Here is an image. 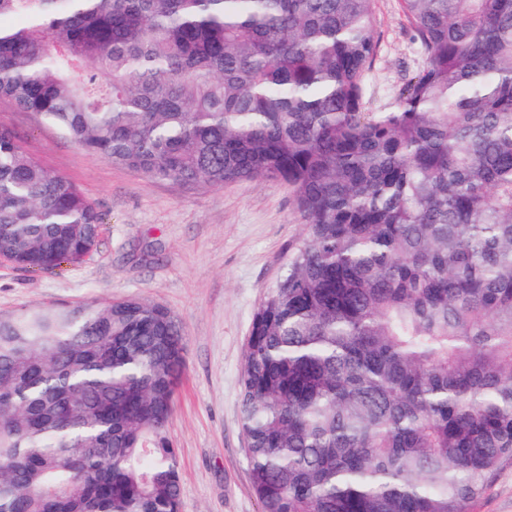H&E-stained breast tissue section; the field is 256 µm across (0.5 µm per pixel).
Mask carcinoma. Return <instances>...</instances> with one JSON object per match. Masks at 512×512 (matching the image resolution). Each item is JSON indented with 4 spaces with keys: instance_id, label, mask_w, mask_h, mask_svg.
<instances>
[{
    "instance_id": "1",
    "label": "carcinoma",
    "mask_w": 512,
    "mask_h": 512,
    "mask_svg": "<svg viewBox=\"0 0 512 512\" xmlns=\"http://www.w3.org/2000/svg\"><path fill=\"white\" fill-rule=\"evenodd\" d=\"M375 0H0V97L149 181L285 183L241 426L262 512H471L512 465V0H402L425 66L365 110ZM101 216L0 127V258ZM185 339L139 298L0 315V512H180Z\"/></svg>"
}]
</instances>
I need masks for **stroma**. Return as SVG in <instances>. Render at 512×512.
Segmentation results:
<instances>
[{
	"mask_svg": "<svg viewBox=\"0 0 512 512\" xmlns=\"http://www.w3.org/2000/svg\"><path fill=\"white\" fill-rule=\"evenodd\" d=\"M372 24L380 49L365 107L382 112L424 59L399 0H376ZM0 126L45 169L74 183L103 218L99 244L82 263L29 271L0 259V315L128 297L169 308L186 336L168 422L180 512H261L240 424V373L253 316L304 233L287 185L149 182L79 149L6 98Z\"/></svg>",
	"mask_w": 512,
	"mask_h": 512,
	"instance_id": "stroma-1",
	"label": "stroma"
}]
</instances>
